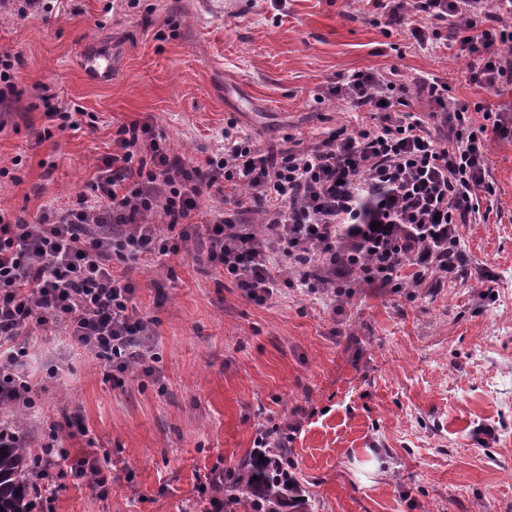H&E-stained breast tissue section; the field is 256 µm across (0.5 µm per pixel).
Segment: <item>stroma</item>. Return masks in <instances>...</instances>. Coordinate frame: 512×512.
<instances>
[{"mask_svg":"<svg viewBox=\"0 0 512 512\" xmlns=\"http://www.w3.org/2000/svg\"><path fill=\"white\" fill-rule=\"evenodd\" d=\"M110 46L112 79L90 82L85 49ZM18 55L15 111L0 129V209L24 217L90 193L119 126L149 124L200 161L224 129L277 150L362 114L334 93L357 71L437 79L459 102L498 105L468 80L459 37L420 48L376 0H53L0 10V50ZM82 112L58 130L47 101ZM52 130L43 139L44 130ZM497 204L460 227L466 276L415 288L352 276L337 298L297 274L249 298L190 241L165 265H125L152 321L155 372L113 371L52 327L19 337L35 407L25 435L63 412L95 445L108 493L68 482L39 512H184L211 470L291 423L293 473L312 512H512V135H489Z\"/></svg>","mask_w":512,"mask_h":512,"instance_id":"stroma-1","label":"stroma"}]
</instances>
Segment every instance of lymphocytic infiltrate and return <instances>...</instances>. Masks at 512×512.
<instances>
[{"label":"lymphocytic infiltrate","mask_w":512,"mask_h":512,"mask_svg":"<svg viewBox=\"0 0 512 512\" xmlns=\"http://www.w3.org/2000/svg\"><path fill=\"white\" fill-rule=\"evenodd\" d=\"M380 7L389 22L408 25L422 47L455 26L472 58L471 82L496 96L512 85V64L502 52L512 46V0H380ZM422 90L443 112L446 136L435 135L422 113L405 110L407 86L378 71L357 72L336 94L370 110L372 123L276 152L228 133L216 152L188 162L150 125L135 122L117 129L92 196L45 207L30 219L0 209V405L34 404L26 351L13 346L33 323L107 353L117 371L134 359L152 374L156 355L141 344L148 322L132 303L133 284L113 264L164 262L195 233L207 236L210 263L253 299L271 297L278 285L273 256L314 295L355 273L388 285L405 266L415 287L436 274L463 278L459 227L477 223L494 205L488 136L512 133V114L458 104L436 80ZM206 197L213 201L207 208ZM251 202L263 216L260 236L236 221ZM341 224L354 232L340 252ZM59 440L50 430L36 496L55 497L75 479L106 488L98 457L90 452L66 464Z\"/></svg>","instance_id":"lymphocytic-infiltrate-1"}]
</instances>
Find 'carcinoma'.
I'll list each match as a JSON object with an SVG mask.
<instances>
[{"instance_id": "1", "label": "carcinoma", "mask_w": 512, "mask_h": 512, "mask_svg": "<svg viewBox=\"0 0 512 512\" xmlns=\"http://www.w3.org/2000/svg\"><path fill=\"white\" fill-rule=\"evenodd\" d=\"M263 452L272 465L256 467L252 452L237 468L213 475L215 491L244 506L246 512H278V500L288 487V449L270 441ZM35 467L32 449L26 444L0 447V512H33L31 474Z\"/></svg>"}]
</instances>
